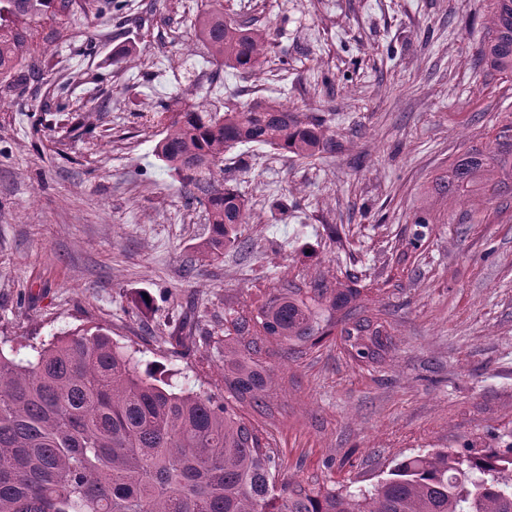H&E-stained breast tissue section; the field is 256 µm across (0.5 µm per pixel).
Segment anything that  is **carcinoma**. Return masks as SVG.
<instances>
[{
	"mask_svg": "<svg viewBox=\"0 0 512 512\" xmlns=\"http://www.w3.org/2000/svg\"><path fill=\"white\" fill-rule=\"evenodd\" d=\"M489 36L479 56L512 79V0H487ZM73 0H0V84L10 86L29 52L21 18L57 15ZM204 56L252 72L265 41L218 9L196 16ZM258 143L297 157L328 145L322 123L270 102L223 115L201 101L177 113L155 156L195 189L219 258L248 223L240 196L217 178L224 153ZM512 182V123L491 144L466 148L433 180L434 197L412 217L435 220L434 205L476 191L489 201ZM355 283L320 273L282 280L252 314L227 305L224 388L240 404L265 406L270 379L255 359V333L302 346L340 329L349 357L385 359L393 341L364 314ZM25 359L0 348V512H512V430L494 448H437L399 461L356 493L288 481L276 489L275 456L234 407L214 394L177 388L140 370L103 328L62 333L30 345Z\"/></svg>",
	"mask_w": 512,
	"mask_h": 512,
	"instance_id": "1",
	"label": "carcinoma"
}]
</instances>
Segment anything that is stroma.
<instances>
[{"instance_id":"obj_1","label":"stroma","mask_w":512,"mask_h":512,"mask_svg":"<svg viewBox=\"0 0 512 512\" xmlns=\"http://www.w3.org/2000/svg\"><path fill=\"white\" fill-rule=\"evenodd\" d=\"M267 40L280 70L205 66L183 0H119L31 24L44 62L0 112V346L102 327L142 368L223 394L226 301L257 308L278 280L324 273L368 287L393 336L358 365L339 336L303 352L264 343L266 405L239 407L276 455L277 482L355 490L403 456L512 428V188L411 219L436 174L512 122V80L478 57L484 0H196ZM286 100L322 120L331 150L250 143L220 174L248 207L241 244L199 245L207 214L154 156L171 117L201 100ZM285 197L274 220L269 205Z\"/></svg>"}]
</instances>
